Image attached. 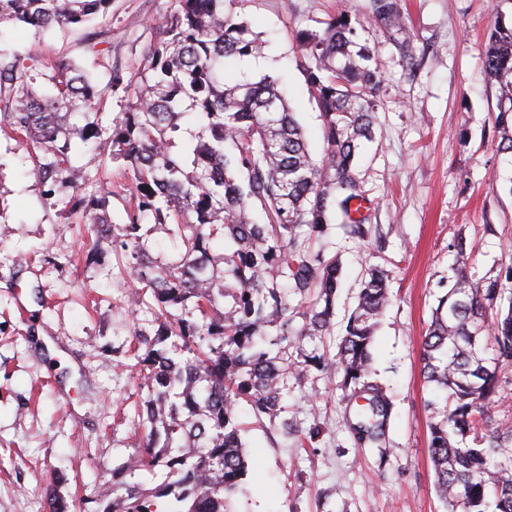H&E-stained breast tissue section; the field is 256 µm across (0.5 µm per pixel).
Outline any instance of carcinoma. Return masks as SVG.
<instances>
[{"mask_svg": "<svg viewBox=\"0 0 512 512\" xmlns=\"http://www.w3.org/2000/svg\"><path fill=\"white\" fill-rule=\"evenodd\" d=\"M158 42L137 69L126 112L103 123L102 90L69 62L47 63L52 93L31 89L32 55L0 50V130L32 141L43 154L32 173L54 194L66 182V217L88 219L101 236L112 224L107 196L88 190L74 167L71 139L108 147L129 174L123 238L112 240L120 269L137 284L132 303L151 315L127 353L140 377L135 408L143 434L133 461L112 471L98 512H229L249 459L237 405L245 401L270 426L288 427V377L312 368L342 372L348 429L363 448H385L394 404L369 380L380 318L390 304L389 273L370 268L337 345L315 346L298 366L291 343L333 336L338 259L312 246L333 220L368 237L370 215L355 173L361 143L373 135L380 83L370 49L349 14L299 34L305 73L322 121L324 148L312 156L280 81L230 80L233 58L263 55L266 41L224 0H175ZM112 0H0V22L39 35L108 15ZM372 25L414 59L398 0H370ZM482 65L496 88L497 152L512 156V23L497 19ZM188 113L202 131L176 153ZM260 212L263 222L253 218ZM163 228L180 259H154L143 225ZM233 246L218 257L210 244ZM454 276L437 299L421 364L427 382L447 392V409L429 422V458L448 512H512V421L497 422L502 366H512V271L467 274L472 256L457 244Z\"/></svg>", "mask_w": 512, "mask_h": 512, "instance_id": "carcinoma-1", "label": "carcinoma"}]
</instances>
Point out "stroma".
<instances>
[{
	"instance_id": "1",
	"label": "stroma",
	"mask_w": 512,
	"mask_h": 512,
	"mask_svg": "<svg viewBox=\"0 0 512 512\" xmlns=\"http://www.w3.org/2000/svg\"><path fill=\"white\" fill-rule=\"evenodd\" d=\"M414 36V68L369 23V0H226L267 42L262 67L232 76L282 79L313 153L321 120L307 84L300 31L322 29L347 12L364 34L381 75L375 139L356 173L370 200L372 231H333L326 248L343 278L335 322L356 304L367 268L391 274L392 302L375 336L373 378L394 401L387 456L355 445L342 377L301 372L288 383L294 431L271 428L250 406L238 421L249 469L234 512H448L428 456L431 387L421 345L451 276L456 242L474 260L473 279L512 268V162L497 151L495 90L482 53L496 18L512 20V0H400ZM171 0H112L96 27L108 52L87 51L83 30L0 24V47L74 61L107 84L131 76L158 39ZM132 280L117 266L112 240L68 222L46 199L25 146L0 131V512H46V489L60 477L69 512H97L103 474L131 462L137 380L117 351L137 317ZM45 343H36V336ZM318 431L316 440L300 432Z\"/></svg>"
}]
</instances>
